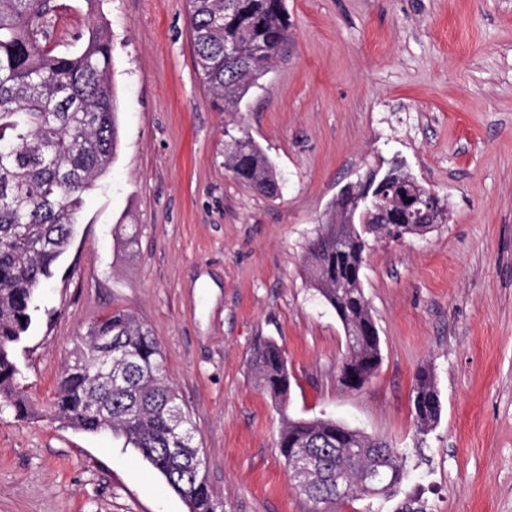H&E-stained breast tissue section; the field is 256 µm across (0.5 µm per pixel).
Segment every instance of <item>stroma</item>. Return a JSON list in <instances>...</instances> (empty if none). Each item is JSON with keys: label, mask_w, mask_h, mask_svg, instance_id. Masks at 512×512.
Here are the masks:
<instances>
[{"label": "stroma", "mask_w": 512, "mask_h": 512, "mask_svg": "<svg viewBox=\"0 0 512 512\" xmlns=\"http://www.w3.org/2000/svg\"><path fill=\"white\" fill-rule=\"evenodd\" d=\"M60 2L57 51L98 25L111 36L119 132L14 347L34 406L91 324L133 313L224 512H316L253 367L272 340L288 362L287 415L390 441L409 473L401 494H421L428 512H512V0H287L288 41L235 112L213 108L197 78L186 0ZM242 134L275 163L279 197L225 168L224 145ZM394 157L448 221L370 238L362 281L382 361L350 391L338 382L344 331L307 280L306 245L341 188ZM424 367L442 413L423 435L411 395ZM0 512L188 508L111 433L5 412Z\"/></svg>", "instance_id": "obj_1"}]
</instances>
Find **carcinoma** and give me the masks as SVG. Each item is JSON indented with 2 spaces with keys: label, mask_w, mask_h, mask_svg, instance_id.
<instances>
[{
  "label": "carcinoma",
  "mask_w": 512,
  "mask_h": 512,
  "mask_svg": "<svg viewBox=\"0 0 512 512\" xmlns=\"http://www.w3.org/2000/svg\"><path fill=\"white\" fill-rule=\"evenodd\" d=\"M190 35L201 85L223 112L235 111L269 72L288 41L286 0H187ZM59 6L53 0H0V411L22 421L34 415L20 386L11 346L31 329L37 291L67 249L83 195L107 172L117 149V100L111 85L112 47L102 26L89 31L76 54L48 46ZM235 45L239 63L224 62ZM224 165L236 180L275 198L281 184L272 159L244 135L226 145ZM339 195L338 217L309 241L313 287L334 309L345 333L342 364L367 383L381 363L380 337L362 283L366 235L400 236L423 224L393 228L403 201L387 213L372 206L353 220ZM344 244L336 246V235ZM107 336L111 347L95 344ZM262 388L288 406L287 359L272 342L255 353ZM412 405L420 431L435 425L441 401L431 375L415 377ZM63 424L87 433L122 437L166 480L189 512H218L194 445L196 427L165 376L164 357L148 327L133 314L114 311L88 328L73 360L62 370L48 404ZM279 448L293 466L297 456L316 460L301 489L316 504L339 505L356 492L360 474L380 473L377 495L389 500L407 477L389 441L340 428L332 419L287 417Z\"/></svg>",
  "instance_id": "1"
}]
</instances>
